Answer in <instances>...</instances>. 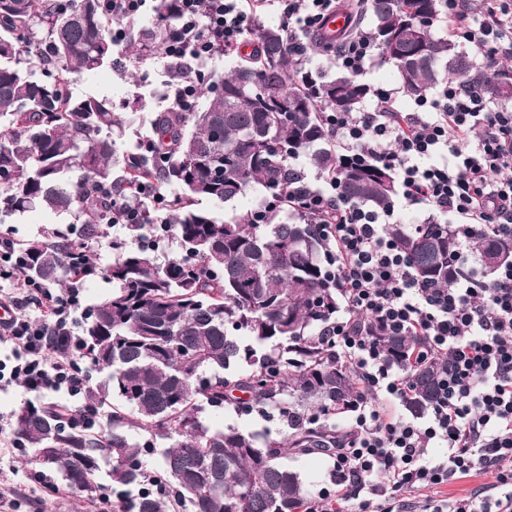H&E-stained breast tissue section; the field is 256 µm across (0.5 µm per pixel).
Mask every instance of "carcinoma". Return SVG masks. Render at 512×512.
I'll return each mask as SVG.
<instances>
[{"label": "carcinoma", "instance_id": "cac0c4a2", "mask_svg": "<svg viewBox=\"0 0 512 512\" xmlns=\"http://www.w3.org/2000/svg\"><path fill=\"white\" fill-rule=\"evenodd\" d=\"M440 0H369L379 54L402 92L419 99L447 75L477 80L488 90L509 74L475 69L453 41L432 33ZM179 0H155L151 27L129 26L138 58L161 49ZM112 14L101 0H0V216L43 209L80 225L57 227L42 240H17L29 281L56 283L67 253L125 225L130 241L112 243L105 268L112 294L96 304L83 327L93 365L108 371L90 400L114 398L108 424L98 429L61 424L67 408L26 404L12 434L20 447L52 448L47 467L72 489L92 497L102 464L112 481L137 486L132 512H303L311 498L284 459L333 455L348 443L346 418L359 397L352 369L336 361L319 328L336 318V282L322 261L320 217L295 213L288 202L289 159L306 155L311 167H336L324 112H354L371 86L346 74L328 77L285 49L284 31L260 24V55L242 57L223 77L203 84L208 106L198 112H158L149 141L165 157L153 166L142 154L120 159L115 142L99 138L122 126L112 101L71 96L73 78L112 64ZM46 79H30L32 64ZM139 180L172 191L167 219L182 255L160 265L143 241L153 214L135 192ZM347 196L375 208L396 195L392 173L354 166L342 175ZM248 189L260 205L278 198L266 222L248 215L219 220L193 207L201 197L218 204ZM140 223H126L127 210ZM390 232L412 260L419 281L448 287L455 238L448 225L418 232L393 224ZM484 268L512 264V242L473 240ZM400 363L412 336H381ZM237 369L230 370L231 366ZM448 359L436 357L410 372L405 408L428 411L440 399ZM273 409L288 427L281 440L202 421L208 408ZM170 440L152 474L143 445L128 431Z\"/></svg>", "mask_w": 512, "mask_h": 512}]
</instances>
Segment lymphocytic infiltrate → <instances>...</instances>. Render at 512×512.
<instances>
[{
	"instance_id": "f902f5d3",
	"label": "lymphocytic infiltrate",
	"mask_w": 512,
	"mask_h": 512,
	"mask_svg": "<svg viewBox=\"0 0 512 512\" xmlns=\"http://www.w3.org/2000/svg\"><path fill=\"white\" fill-rule=\"evenodd\" d=\"M335 0H180L178 20L163 54L183 62L189 76L173 93L172 111H194L199 97L196 63L234 53L259 17L274 12L289 54L307 55V40ZM448 36L474 48L482 66L512 56V0H442ZM378 56L370 32L357 29L337 47V69L355 77ZM324 124L336 150L337 171L308 184L303 171L299 209L321 215L319 232L340 306L320 330L337 362L351 366L360 387L351 439L334 456L325 501L356 512H405L406 493L425 492L417 512H512V266L485 278L469 242L478 233L512 239V107L495 104L477 81H445L436 92L400 110L387 91L364 112H327ZM358 163L387 168L398 201L376 209L348 198L340 170ZM419 205L431 219L455 227L459 244L447 287L418 281L408 255L389 234L401 204ZM25 257L0 232V279L12 283L13 318L0 322V390L21 384L33 393H61L72 423L96 427L98 406L88 400L90 364L78 318L86 314L78 286L54 288L16 280ZM35 304L38 317L26 314ZM382 336H412L405 364L391 361ZM444 356L443 394L424 423L391 411L410 397L409 371ZM490 481L469 495L433 493L470 475Z\"/></svg>"
}]
</instances>
